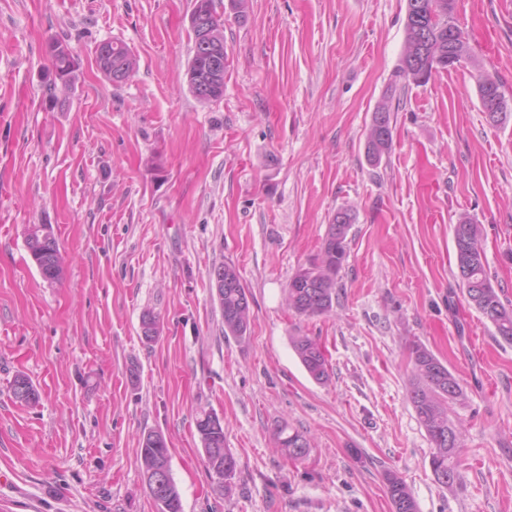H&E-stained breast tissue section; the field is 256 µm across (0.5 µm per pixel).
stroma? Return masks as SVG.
<instances>
[{
	"label": "stroma",
	"instance_id": "35a3bbf8",
	"mask_svg": "<svg viewBox=\"0 0 512 512\" xmlns=\"http://www.w3.org/2000/svg\"><path fill=\"white\" fill-rule=\"evenodd\" d=\"M224 20V96L198 102L185 72L192 0H0V512H158L139 441L161 433L183 512H392L384 474L418 512H512V345L466 299L453 227L482 224L486 267L512 304V115L490 124L489 73L512 97V0H488L498 52L397 91L392 148L366 156L372 113L404 49L406 0H247ZM78 56L51 101L49 40ZM134 71L107 79L104 41ZM350 210L330 313L285 289ZM49 225L50 283L25 243ZM240 272L252 319L224 333L210 279ZM159 324L153 342L141 319ZM318 338L315 382L291 339ZM419 342L457 377L461 483L443 487L408 399ZM137 366L138 385L127 370ZM36 400L17 401L16 375ZM224 421L230 485L209 472L196 420ZM310 440L291 461L280 426ZM95 54L97 65L101 71L107 67L112 70V66L117 64L121 66L126 65V69L121 77H116L115 79H112V75L103 71L113 83H122L129 77L130 73L126 75V72L132 71L133 58L129 49L124 44L116 41L101 42L96 47Z\"/></svg>",
	"mask_w": 512,
	"mask_h": 512
}]
</instances>
